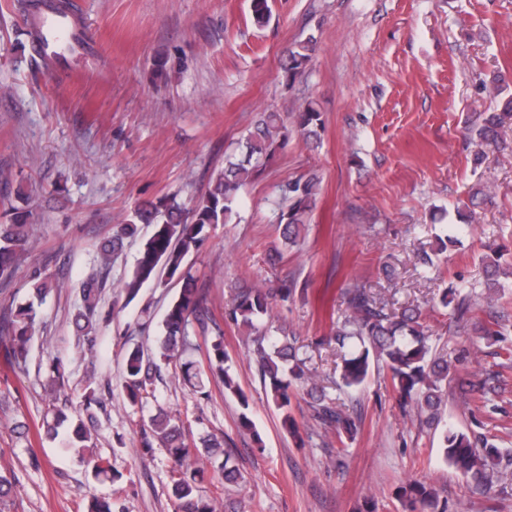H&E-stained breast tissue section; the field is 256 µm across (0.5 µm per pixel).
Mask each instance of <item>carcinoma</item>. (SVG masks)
<instances>
[{
  "label": "carcinoma",
  "mask_w": 512,
  "mask_h": 512,
  "mask_svg": "<svg viewBox=\"0 0 512 512\" xmlns=\"http://www.w3.org/2000/svg\"><path fill=\"white\" fill-rule=\"evenodd\" d=\"M253 23L266 26L271 17L268 0H251ZM315 40L310 37L288 49L282 64L286 84H293L311 62ZM295 126L305 141H318L323 130L322 114L315 103L308 101L295 116ZM512 128V95L501 108L486 112L480 122L468 128L466 137L474 143L471 162L478 166L483 159V147L501 141L504 128ZM288 124L276 111L257 113L252 129L239 142V153L225 159L224 169L213 178L206 192L191 208H186L174 196L160 197L139 205L132 215L112 236L103 239L97 249V268L85 276L78 288L72 323L77 348L93 353L96 333L102 317V301L111 268L123 252L125 244L138 236L139 225L151 227L150 235L142 241L132 269L121 279L120 288L125 304L136 300L148 284L160 286L165 279L176 280L181 289L168 304L160 324V334L147 350L142 344L126 348L123 356L124 388L133 406H143L148 388L161 376L162 366L182 359L194 344L190 329L193 324L205 328L210 320L204 307L206 288L186 264L187 257L203 245L207 229L213 224H227L236 214L235 206L242 188L274 155L277 148L288 140ZM318 179L311 174L290 180L281 186V195L288 199V209L278 213L277 223L282 226L281 237L285 247L299 244L301 230L309 223V215L316 202ZM32 214L28 210L12 213L9 222L0 224V284L11 281L22 257L32 242ZM503 255L495 252L483 258L488 290L499 292L505 288L500 277L512 276V264L503 267ZM31 299L9 304L0 315V354L14 367H24L29 356L38 305L45 302L60 284L40 269L34 270L28 280ZM466 284L451 286L443 292L442 307H452L457 319L469 312L467 296L462 294ZM295 292L293 288H263L261 286L238 289L224 311V319L241 324L257 334L256 352L263 378L267 401L282 413V427L293 437H300L299 428L290 413L292 399L298 391L308 397L314 420L332 427L339 437L353 439L358 433L356 420L345 402L330 397L325 387L308 373L307 359L300 356L297 337L284 329L277 335L263 330V323L272 311L277 298L286 301ZM341 315L337 318L334 340L341 349V362L336 364V388L350 393L361 387L372 368L385 372L391 386L398 393V406L403 413L416 406L423 423L436 429L441 423L439 408L442 401V383L453 371L452 362L433 354L429 344L423 312L413 305L394 308L365 288H346L342 292ZM182 381L193 392L206 396L205 385L193 364H181ZM47 392L54 396L64 386L65 361L55 356L48 365ZM210 375L224 385V392L235 396L243 407L248 399L227 365L222 337H217L208 353ZM101 405L97 390L87 385L76 415L56 408L44 420L46 432L62 437V447L72 450L81 461H86L84 449L90 447L91 432L86 420L93 419L94 408ZM167 448L179 471L172 487L180 512H221L217 500L202 493L199 487L201 469L198 461L207 458L217 464L224 484L234 485L241 473L224 453V440L213 434L199 438L193 445L186 442L179 416L159 410L149 419L142 431L140 446L150 449L154 443ZM444 461L466 478L480 492L491 488L493 470L502 458L501 449L487 437H475L444 426L440 436ZM404 512H439L436 488L425 481L412 479L399 488Z\"/></svg>",
  "instance_id": "obj_1"
}]
</instances>
